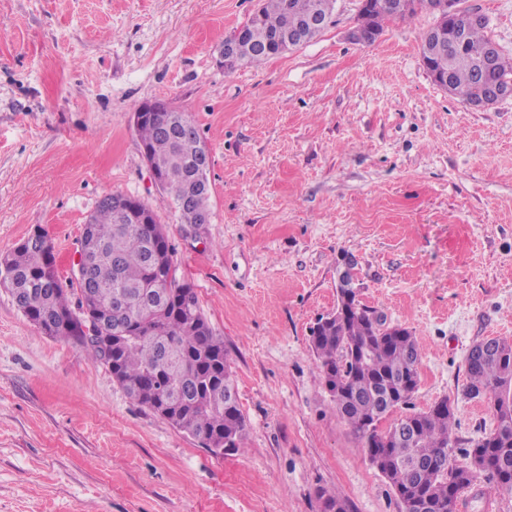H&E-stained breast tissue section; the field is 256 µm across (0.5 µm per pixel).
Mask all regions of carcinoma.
Listing matches in <instances>:
<instances>
[{
  "label": "carcinoma",
  "mask_w": 512,
  "mask_h": 512,
  "mask_svg": "<svg viewBox=\"0 0 512 512\" xmlns=\"http://www.w3.org/2000/svg\"><path fill=\"white\" fill-rule=\"evenodd\" d=\"M336 0H263L260 13L245 24L248 38L238 46L240 64H260L275 56L269 48L288 29L309 42L323 32L311 19L332 21ZM405 10L386 9L372 24L405 18ZM482 23L463 29L468 50L451 41L426 38L423 60L442 65L448 93L472 107L487 94V84H512V59L497 53L492 71L481 79V51L493 39ZM192 128V136L182 133ZM141 145L163 179L180 223L191 224L210 208L209 182L201 180L203 142L186 112H152L136 124ZM135 212L119 215L102 199L83 226L82 256L91 277L75 275L77 287L63 282L48 234L36 228L0 256V284L17 309L43 334L79 342L94 363L139 405L195 439L205 449L230 454L242 449L246 419L236 390L224 339L214 335L195 288L170 274L174 254L155 212L135 200ZM125 294L120 312L112 298ZM76 296L71 300L70 296ZM492 349L471 348L466 360L467 394L484 397L496 415L494 432L453 455L454 413L448 400L423 412L396 418L384 430L369 427L411 399L419 383L420 346L405 328L389 327L378 311L350 300L337 314L318 320L311 348L338 414L366 448L370 463L389 482L402 512H456L448 508V483L463 490L481 474L495 479L492 490L512 492V342L491 338Z\"/></svg>",
  "instance_id": "carcinoma-1"
}]
</instances>
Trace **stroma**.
<instances>
[{"label":"stroma","instance_id":"35a3bbf8","mask_svg":"<svg viewBox=\"0 0 512 512\" xmlns=\"http://www.w3.org/2000/svg\"><path fill=\"white\" fill-rule=\"evenodd\" d=\"M260 0H0V254L35 228L74 277L110 193L150 205L235 372L247 430L216 457L133 401L76 342L0 287V512H400L310 348L352 260L361 303L417 336L408 412L448 399L454 455L497 425L465 396L471 347L512 341V97L475 109L433 83L421 8L350 40L336 0L311 42L225 72L218 48ZM512 58V0H460ZM164 100L211 152L213 219L183 224L133 123ZM457 512H512L486 479Z\"/></svg>","mask_w":512,"mask_h":512}]
</instances>
